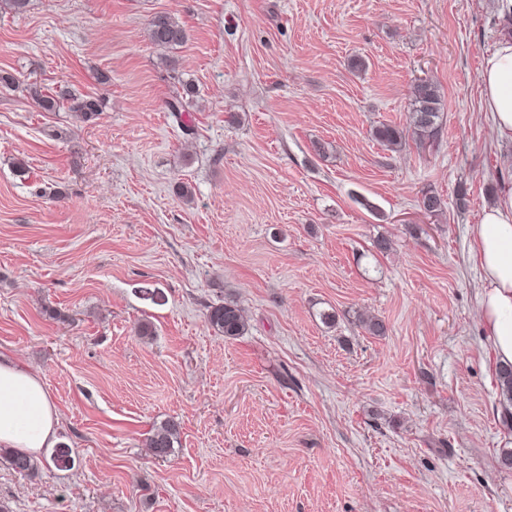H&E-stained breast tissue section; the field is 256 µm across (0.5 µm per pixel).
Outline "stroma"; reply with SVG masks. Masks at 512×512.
Instances as JSON below:
<instances>
[{"label":"stroma","instance_id":"obj_1","mask_svg":"<svg viewBox=\"0 0 512 512\" xmlns=\"http://www.w3.org/2000/svg\"><path fill=\"white\" fill-rule=\"evenodd\" d=\"M160 14L184 45L149 42ZM501 29L494 0L0 8V351L40 372L74 457L30 477L0 456L9 512H512L473 248L500 155L478 74ZM422 79L442 95L425 142ZM64 82L95 120L28 92ZM229 301L248 318L233 339L206 320ZM170 418L180 441L152 458ZM412 122L414 134L419 140L434 135L440 118L441 94L439 87L428 80L413 86ZM372 135L375 140L393 151L401 148L403 143H405V134L403 130L390 124L377 126L373 129ZM180 435V423L174 419H167L159 425H155L145 440L146 448L155 459H166L178 442Z\"/></svg>","mask_w":512,"mask_h":512}]
</instances>
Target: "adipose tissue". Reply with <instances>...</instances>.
I'll list each match as a JSON object with an SVG mask.
<instances>
[{
    "mask_svg": "<svg viewBox=\"0 0 512 512\" xmlns=\"http://www.w3.org/2000/svg\"><path fill=\"white\" fill-rule=\"evenodd\" d=\"M485 119L506 147L495 202L475 227L482 288L477 315L496 360L512 363V34L503 33L479 73ZM61 420L38 370L0 353V447L39 454L56 447Z\"/></svg>",
    "mask_w": 512,
    "mask_h": 512,
    "instance_id": "1",
    "label": "adipose tissue"
}]
</instances>
